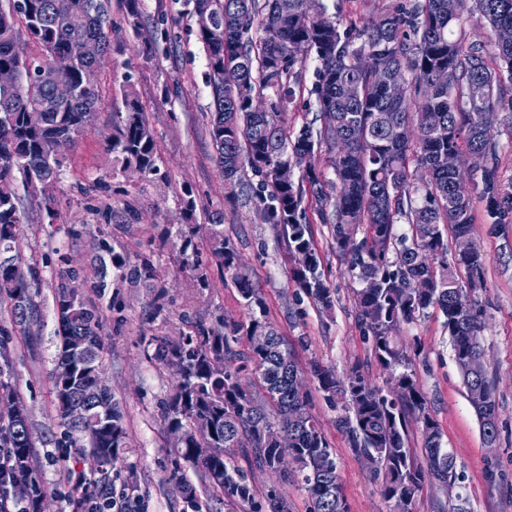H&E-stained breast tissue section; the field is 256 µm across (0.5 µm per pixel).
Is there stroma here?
<instances>
[{"instance_id": "stroma-1", "label": "stroma", "mask_w": 512, "mask_h": 512, "mask_svg": "<svg viewBox=\"0 0 512 512\" xmlns=\"http://www.w3.org/2000/svg\"><path fill=\"white\" fill-rule=\"evenodd\" d=\"M140 7L144 26L135 33L125 24L124 0H112V52L100 72L103 103L93 130L68 153L55 195L57 223H42L34 206L22 211L21 251L26 263L38 266L44 281L41 318L19 328L13 323L10 302L0 300V326L10 332L12 383L29 411L36 471L55 493L52 512H76L68 469L77 467L90 479L94 465L88 448L67 444L57 419L52 373L58 348L50 282L59 257L90 259V237L82 226L92 223L93 217L78 188L112 168L106 140L112 133L113 113L124 109V86H132L146 108L160 149V173L150 182L133 174L124 179L126 195L112 200L109 241L132 255L151 254L174 306L166 320L150 321L148 290L125 288L119 295L125 321L104 326L102 379L123 409L128 432V446L112 469L114 493H121L130 480L136 486L140 512H191L181 486L171 478L176 449L162 417L163 403L175 384L173 371L144 353L141 338L153 333L177 339L178 315L185 310L208 318L218 308L235 320L247 318L232 281L214 279L211 288L201 293L171 262L172 241L162 231L164 225L180 223L184 187L193 188L198 214L223 215L224 234L240 251L244 274L261 293L269 319L279 326L301 367L317 361L343 374L360 363L375 385L385 386L389 378L388 371L374 361L356 320L354 292L359 284L338 256L315 204L306 203L305 216L320 255L319 271L336 294L329 316L295 287L286 245L275 225L263 219L254 199L225 189L210 137L208 69L186 0H140ZM150 40L156 43V53L146 62L139 50ZM130 206L139 214L137 221L126 214ZM474 224L484 278L469 296L485 323L481 343L494 379L498 438L492 446L483 440L442 314L429 310L402 326L403 342L416 350L413 367L420 389L442 432L443 446L454 457L457 474L449 490L423 486L412 512H456L460 507L466 512H512V225L505 232L495 231L479 205L474 208ZM311 411L335 452L350 512H392V503L380 495L337 427L340 408L315 390Z\"/></svg>"}]
</instances>
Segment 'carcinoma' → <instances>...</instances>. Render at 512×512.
Returning <instances> with one entry per match:
<instances>
[{
  "label": "carcinoma",
  "mask_w": 512,
  "mask_h": 512,
  "mask_svg": "<svg viewBox=\"0 0 512 512\" xmlns=\"http://www.w3.org/2000/svg\"><path fill=\"white\" fill-rule=\"evenodd\" d=\"M187 2L191 17L208 13L224 25V43H212L201 30L198 39L213 101L210 136L225 184L249 186L248 172L258 179V207L269 223L279 226L288 254L299 263L292 271L294 281L317 308L330 313L336 295L318 273L303 207L305 194H311L336 252L359 281L357 320L371 341L372 355L394 373L391 382L402 385L392 401L361 366L355 364L339 377L315 362L310 375L318 391L342 407L337 425L386 500L398 495L412 499L426 481L448 489L454 460L442 446L413 360L397 333L430 307L442 314L464 383L483 388L489 397L483 439L497 440L496 399L488 371L482 362L471 366L482 348L485 325L459 282L464 273L468 286L478 287L483 260L448 257V242L474 232L476 199L484 203L493 226L512 224V173L504 174L498 159L502 130L482 122L486 112H512V101L505 108L500 95L502 82H512V43L468 44L462 35L464 16L472 11L495 31L512 28V0H411L367 18L354 36L340 29L323 0H317L312 15L305 11V0H294L286 13L278 0ZM126 25L135 33L143 27L138 0H126ZM23 34L37 45L38 54H14ZM75 43L87 45L89 54L71 57ZM111 52L112 0H0V69L14 74L12 85L0 86V254H5L0 257V298L10 300L21 328L38 317L36 298L42 290L36 268H30L24 283L11 273L13 265L24 261L23 204L37 206L43 220L56 223L55 200L44 196L43 187L60 179L66 157L58 154L59 141L75 144L92 128L102 94L100 81L90 83L86 75L97 73L101 58ZM310 58L316 62L310 94L316 98L320 127L304 125L292 136L288 105L304 92L301 74ZM226 68L240 71L238 83L224 84ZM61 80L74 90L68 102L54 93ZM124 97L125 111L112 113L113 133L107 142L112 172L83 188L86 195L126 194L123 184L112 182L119 172L136 170L145 181L160 173L158 145L145 109L131 91ZM257 97L271 98V111H253ZM30 111L41 112L40 127L26 124ZM320 150L328 155L333 176L311 163L300 181L280 179L279 170L292 153L312 158ZM450 152L464 162L473 155L484 159L472 187L463 186L459 173L444 164ZM184 195V223L165 225V234L177 239L173 263L202 291L210 286L213 271L221 277L231 274L248 317L227 320L215 313L208 322L184 311L179 314L183 335L178 340L156 334L144 339V351L154 348L157 360L180 373L163 404L168 430L185 432L177 454L201 473L210 491L226 502L242 503L255 500L251 474L274 469L276 460L287 455L294 470L283 479L307 492L310 512H350L333 450L310 411L309 392L299 386L301 369L279 327L268 318L258 291L246 282L238 252L224 236V218L212 213L208 223H197L193 191L187 189ZM399 224L406 225L401 233L396 232ZM92 247L96 277L64 258L51 285L58 358L77 339L89 346L86 357L71 358L68 384L53 380L54 400L59 423L82 432L98 462L97 496L83 491L80 500L98 503V512L113 507L135 512L133 494L123 493L120 503L113 500L111 470L127 447V432L119 403L101 381L104 322L87 291L102 298L111 286L150 288L154 320L167 318L170 302L152 255L132 259L116 250L100 229ZM76 281L81 287L70 288ZM258 332L269 337L261 348L251 343ZM6 335L0 329V448L9 449L10 466L0 470V478L26 482L30 492L20 499L0 488V512L18 501L29 512H39L49 490L32 467L31 428L20 418L23 405L14 398ZM92 388L112 405V419L93 411L73 419L62 406L61 396L73 407ZM201 418L211 420L212 430L193 432ZM415 429L422 438L420 456L411 445ZM280 430L288 432L282 445L269 440ZM172 478L183 488L192 512H202L195 489L179 470ZM263 498L268 512H290L278 489L268 488Z\"/></svg>",
  "instance_id": "carcinoma-1"
}]
</instances>
